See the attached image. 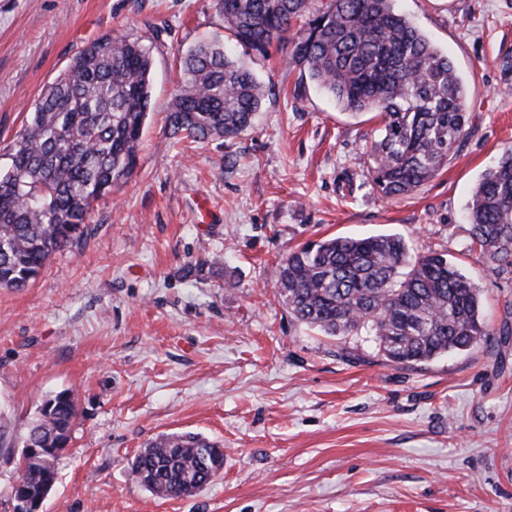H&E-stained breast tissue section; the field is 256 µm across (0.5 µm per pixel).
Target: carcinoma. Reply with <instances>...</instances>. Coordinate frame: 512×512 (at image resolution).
Here are the masks:
<instances>
[{
  "label": "carcinoma",
  "instance_id": "cac0c4a2",
  "mask_svg": "<svg viewBox=\"0 0 512 512\" xmlns=\"http://www.w3.org/2000/svg\"><path fill=\"white\" fill-rule=\"evenodd\" d=\"M394 0H216L224 29L266 52L290 45L300 70L344 111L374 112L380 133L366 142L373 184L406 197L434 178L466 135L468 88L454 62ZM182 84L169 114L171 134L189 144L245 132L266 87L219 40L180 59ZM152 60L136 40L101 36L79 50L46 86L0 169V288H25L51 257L89 235L92 204L129 178L151 107ZM470 248L491 274L512 277V148L485 172L468 204ZM276 297L300 323L338 339L374 337L385 361L427 362L494 335L480 318L476 288L447 255L411 257L397 233L307 241L272 270ZM24 440L62 448L77 407L70 393ZM224 468L220 445L193 432L161 435L131 462V473L160 499L195 494ZM45 472L20 473L32 490Z\"/></svg>",
  "mask_w": 512,
  "mask_h": 512
}]
</instances>
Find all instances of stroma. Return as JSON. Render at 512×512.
Wrapping results in <instances>:
<instances>
[{"mask_svg": "<svg viewBox=\"0 0 512 512\" xmlns=\"http://www.w3.org/2000/svg\"><path fill=\"white\" fill-rule=\"evenodd\" d=\"M455 62L467 133L431 181L386 199L363 154L373 114L342 111L287 44L233 47L266 86L251 128L185 146L168 114L179 55L226 40L214 0H0V166L46 85L104 34L152 57L137 167L93 204L82 248L0 288V512L44 399L78 416L45 512H512V278L469 248L466 203L512 146V0H396ZM240 156L226 173L227 156ZM401 234L447 253L479 288L494 336L426 363L386 364L367 336L298 323L271 267L309 240ZM224 256L209 266L213 254ZM219 442L224 468L164 500L129 463L162 434Z\"/></svg>", "mask_w": 512, "mask_h": 512, "instance_id": "obj_1", "label": "stroma"}]
</instances>
